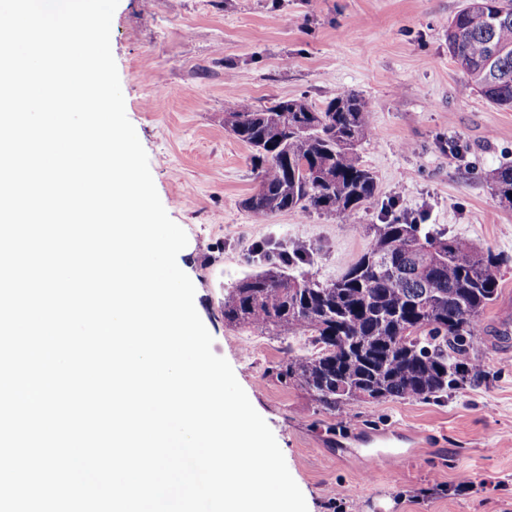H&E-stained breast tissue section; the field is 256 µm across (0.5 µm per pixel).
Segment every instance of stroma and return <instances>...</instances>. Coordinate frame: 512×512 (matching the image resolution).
Segmentation results:
<instances>
[{
	"label": "stroma",
	"instance_id": "obj_1",
	"mask_svg": "<svg viewBox=\"0 0 512 512\" xmlns=\"http://www.w3.org/2000/svg\"><path fill=\"white\" fill-rule=\"evenodd\" d=\"M462 3L120 0L113 16L126 115L164 208L188 236L178 265L214 353L273 431L308 512H512V207L490 185L512 164V109L462 89L446 39ZM345 91L373 106L357 154L377 176L375 203L350 223L245 211L257 179L250 148L224 127L229 103L303 96L320 109ZM397 217L498 256L499 294L469 351L477 369L435 401L326 411L266 372L288 352L310 351L308 338L225 323L224 290L296 247L310 255L299 273L336 279L369 249L373 226ZM385 446L410 455L391 466Z\"/></svg>",
	"mask_w": 512,
	"mask_h": 512
}]
</instances>
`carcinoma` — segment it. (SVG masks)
I'll list each match as a JSON object with an SVG mask.
<instances>
[{"label": "carcinoma", "instance_id": "carcinoma-1", "mask_svg": "<svg viewBox=\"0 0 512 512\" xmlns=\"http://www.w3.org/2000/svg\"><path fill=\"white\" fill-rule=\"evenodd\" d=\"M448 53L464 90L512 108V0H465L448 23ZM371 112L351 91L316 111L304 97L231 104L224 127L251 148L258 180L247 211L263 218L314 210L352 221L376 197L375 176L356 153L372 131ZM491 185L511 205L512 165L497 169ZM308 258L296 249L224 291L225 321L310 337L312 351L267 369L280 382L334 411L386 398L434 400L475 369L466 345L479 341L480 317L498 296L496 255L396 218L334 280L288 273Z\"/></svg>", "mask_w": 512, "mask_h": 512}]
</instances>
